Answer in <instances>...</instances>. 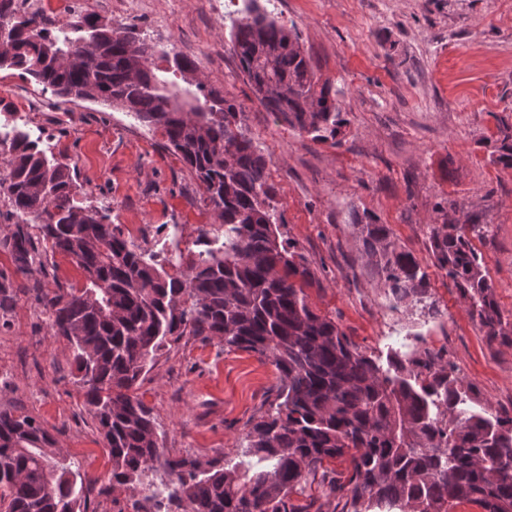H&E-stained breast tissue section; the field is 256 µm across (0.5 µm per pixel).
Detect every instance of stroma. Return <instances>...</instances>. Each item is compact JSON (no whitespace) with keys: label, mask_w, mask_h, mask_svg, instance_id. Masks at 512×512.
I'll list each match as a JSON object with an SVG mask.
<instances>
[{"label":"stroma","mask_w":512,"mask_h":512,"mask_svg":"<svg viewBox=\"0 0 512 512\" xmlns=\"http://www.w3.org/2000/svg\"><path fill=\"white\" fill-rule=\"evenodd\" d=\"M92 0L101 20L135 26L141 38L194 59L188 81L206 80L243 112L242 127L267 160L268 183L316 279L311 307L336 320L363 352H446L489 412H512V344L488 342L457 288L434 265L427 227L484 224L476 247L504 317L512 319V169L492 163L512 132V0H260L300 42L338 91L344 124L336 138L311 136L260 104L232 51L238 0ZM0 124L39 137L77 168L84 204L108 207L141 247L190 254L200 228L219 227L205 188L165 147L161 131L120 109L63 101L15 70H0ZM153 225L150 235L141 226ZM387 225L430 277L434 310L393 306L361 252L360 227ZM47 275L17 273L0 250V277L14 284L0 315V409L34 417L58 449L96 481L93 512H113L112 463L86 404L68 342L51 335L39 292L84 277L57 254ZM280 379L266 358L187 336L165 348L138 395L171 452L203 460L242 455L252 420ZM338 458L293 496L300 512H340L330 480Z\"/></svg>","instance_id":"1"}]
</instances>
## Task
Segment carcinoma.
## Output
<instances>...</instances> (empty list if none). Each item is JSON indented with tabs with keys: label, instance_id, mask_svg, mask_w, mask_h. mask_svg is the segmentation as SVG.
<instances>
[{
	"label": "carcinoma",
	"instance_id": "obj_1",
	"mask_svg": "<svg viewBox=\"0 0 512 512\" xmlns=\"http://www.w3.org/2000/svg\"><path fill=\"white\" fill-rule=\"evenodd\" d=\"M29 0H0V70L66 101L91 98L162 131L166 147L203 184L221 220L203 228L201 250L159 256L127 239L107 211L79 206L77 169L17 128L0 139L10 155L3 192L19 218L0 240L16 270L63 254L82 270V288L40 296L52 335L70 344L86 402L112 462V493L134 512H299L292 495L324 463L349 456L347 475L329 485L342 512H512V413L479 407L455 366L426 349L394 351L382 364L358 350L336 320L316 313L315 279L296 246L279 239L282 215L266 160L242 131L241 108L199 80L178 103L175 78L195 62L155 47L128 25H100L85 10L65 19ZM232 50L264 108L315 141L343 125L338 92L317 75L296 30L247 0L232 22ZM493 162L512 169V134ZM482 224H431L436 268L468 304L488 340L512 344L472 240ZM395 305L426 304L428 274L385 224L361 227ZM185 336L264 357L279 373L269 409L246 434L245 459L201 461L160 448L151 410L136 394L166 346ZM56 440L29 415L0 410V512H89L94 481L57 458ZM163 471L156 483L149 475Z\"/></svg>",
	"mask_w": 512,
	"mask_h": 512
}]
</instances>
